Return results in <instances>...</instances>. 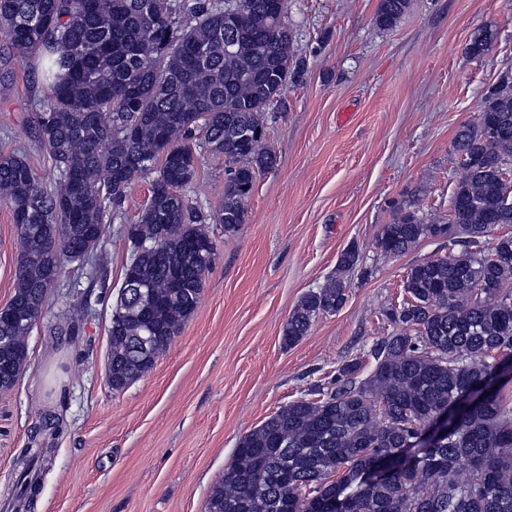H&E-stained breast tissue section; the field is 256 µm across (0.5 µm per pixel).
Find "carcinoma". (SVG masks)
<instances>
[{"label":"carcinoma","mask_w":512,"mask_h":512,"mask_svg":"<svg viewBox=\"0 0 512 512\" xmlns=\"http://www.w3.org/2000/svg\"><path fill=\"white\" fill-rule=\"evenodd\" d=\"M408 0H380L376 24L392 27ZM287 0H0V34L40 86L34 137L48 151L59 182L44 187L26 158L0 152V201L17 228L19 256L8 306L45 299L67 264L109 265L101 236L138 178L150 199L124 226L129 261L109 332L112 391L119 393L153 364L195 311L217 252L183 191L202 146L224 155L231 174L213 215L224 233L245 221L256 176L274 167L263 147L262 116L305 63L292 53ZM497 32L473 33V57L490 52ZM464 157L449 217L427 220L412 203L383 226L375 248L401 256L422 240L448 254L414 263L405 297L382 312L394 325L360 359L336 370L314 398L281 407L238 442L206 512H512V404L506 378L484 388L479 403L457 409L473 387L512 363V225L505 175L512 171V71L483 95L476 120L459 127ZM360 262L344 250L336 275L306 294L283 328L296 345L313 320L346 301L345 275ZM4 354L19 377L27 359L23 328L0 319ZM448 410V436L428 447L418 433ZM44 449L22 451L13 485L33 506ZM336 480H330L331 476Z\"/></svg>","instance_id":"obj_1"}]
</instances>
